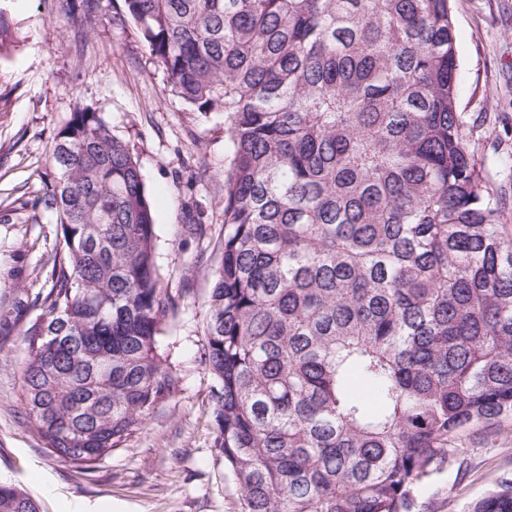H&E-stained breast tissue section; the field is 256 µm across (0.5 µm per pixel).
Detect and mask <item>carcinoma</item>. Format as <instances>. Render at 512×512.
Here are the masks:
<instances>
[{
  "mask_svg": "<svg viewBox=\"0 0 512 512\" xmlns=\"http://www.w3.org/2000/svg\"><path fill=\"white\" fill-rule=\"evenodd\" d=\"M81 32L102 21L81 0ZM450 0H122L172 91L224 113L203 323L241 512H405L464 429L512 419V234L472 158ZM13 32L0 8V56ZM57 216L26 423L92 469L182 391L138 160L99 113L54 135ZM0 512H39L0 484ZM469 512H512V486Z\"/></svg>",
  "mask_w": 512,
  "mask_h": 512,
  "instance_id": "1",
  "label": "carcinoma"
}]
</instances>
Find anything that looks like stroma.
Masks as SVG:
<instances>
[{"instance_id": "obj_1", "label": "stroma", "mask_w": 512, "mask_h": 512, "mask_svg": "<svg viewBox=\"0 0 512 512\" xmlns=\"http://www.w3.org/2000/svg\"><path fill=\"white\" fill-rule=\"evenodd\" d=\"M19 4L17 45L0 57V308L17 282L49 290L56 218L32 202L50 179L56 130L76 106L90 107L133 149L155 210L159 263L170 287L185 291L167 338L185 379L182 394L156 405L127 446L93 469L57 459L25 421L24 334L39 313L29 307L0 332V483L36 496L40 512H240L234 477L212 448L214 380L199 356L209 270L224 241V114L192 111L171 92L134 22H113L120 0H99L102 21L85 40L65 0ZM451 9L464 131L512 232V0H451ZM193 209L197 233L187 224ZM455 445L414 484L409 512H465L512 482V422L464 430Z\"/></svg>"}]
</instances>
